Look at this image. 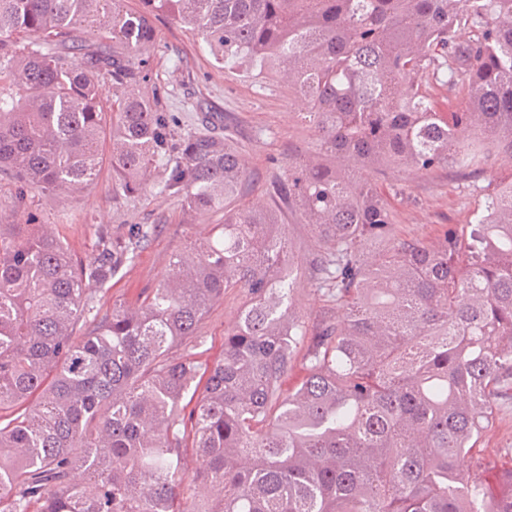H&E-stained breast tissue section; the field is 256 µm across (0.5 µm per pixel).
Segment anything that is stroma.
Wrapping results in <instances>:
<instances>
[{"instance_id":"1","label":"stroma","mask_w":512,"mask_h":512,"mask_svg":"<svg viewBox=\"0 0 512 512\" xmlns=\"http://www.w3.org/2000/svg\"><path fill=\"white\" fill-rule=\"evenodd\" d=\"M155 26L157 43L146 66L143 92L160 90V107L176 120L179 135L201 131L206 117L216 134L232 136L249 173L244 200L268 201L271 183L289 158L313 150V136L300 120L304 103L290 96L278 78L254 80L237 67L217 65L203 38L172 18L158 17ZM368 176L393 212L401 237L433 244L447 229L463 232L481 204L480 196L464 193L463 177L445 166L425 175L372 169ZM0 224L51 225L77 260L94 254L99 231L117 235L131 224L151 225L148 242L96 293L95 306L102 312L111 310L116 299L136 304L145 290L163 278L173 253L209 232L208 224L184 212L178 197L156 186L113 201L112 171L107 166L95 184L75 198L21 190L9 174L0 172ZM288 233L297 273L296 310L311 328L326 306L309 275L314 240L305 224H290ZM244 300L242 292L234 291L213 309L196 349L200 362L210 364L222 356L224 329Z\"/></svg>"}]
</instances>
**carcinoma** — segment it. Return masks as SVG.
Here are the masks:
<instances>
[{"mask_svg":"<svg viewBox=\"0 0 512 512\" xmlns=\"http://www.w3.org/2000/svg\"><path fill=\"white\" fill-rule=\"evenodd\" d=\"M161 14L217 64L275 68L310 104L316 154L288 160L274 206L243 201L230 138L175 139L142 93ZM430 85L458 111H435ZM107 133L113 199L158 176L224 222L102 316L93 286L151 228L103 233L77 261L43 224H0V512H512V448H481L512 400V182L467 184L484 193L469 240L432 245L398 237L360 175L470 178L512 156V0H0V171L79 195ZM285 211L310 225V277L336 304L311 333L284 274ZM234 290L247 301L204 365L186 346Z\"/></svg>","mask_w":512,"mask_h":512,"instance_id":"carcinoma-1","label":"carcinoma"}]
</instances>
